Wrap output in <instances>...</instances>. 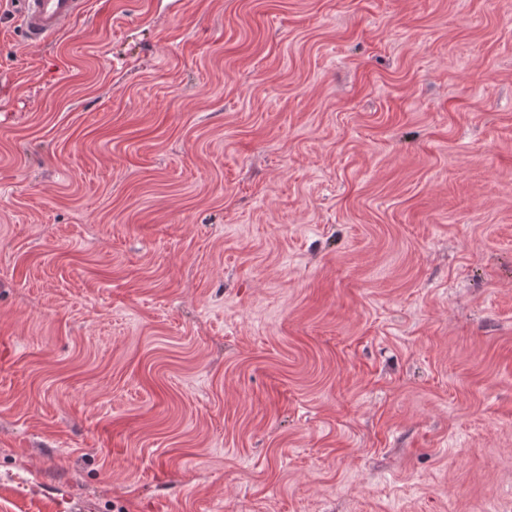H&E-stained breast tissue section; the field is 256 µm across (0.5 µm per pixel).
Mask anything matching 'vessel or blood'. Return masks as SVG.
I'll use <instances>...</instances> for the list:
<instances>
[{"label": "vessel or blood", "instance_id": "1", "mask_svg": "<svg viewBox=\"0 0 512 512\" xmlns=\"http://www.w3.org/2000/svg\"><path fill=\"white\" fill-rule=\"evenodd\" d=\"M22 29L33 45L56 35L72 18L84 14L87 0H17Z\"/></svg>", "mask_w": 512, "mask_h": 512}]
</instances>
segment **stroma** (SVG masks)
<instances>
[{"mask_svg": "<svg viewBox=\"0 0 512 512\" xmlns=\"http://www.w3.org/2000/svg\"><path fill=\"white\" fill-rule=\"evenodd\" d=\"M0 512H512V0H0ZM25 38L41 45L72 18L85 13L86 0H17Z\"/></svg>", "mask_w": 512, "mask_h": 512, "instance_id": "35a3bbf8", "label": "stroma"}]
</instances>
